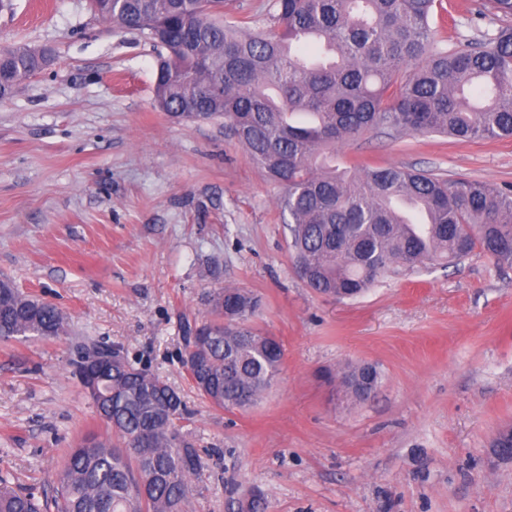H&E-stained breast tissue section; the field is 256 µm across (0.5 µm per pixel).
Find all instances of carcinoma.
<instances>
[{"label":"carcinoma","mask_w":512,"mask_h":512,"mask_svg":"<svg viewBox=\"0 0 512 512\" xmlns=\"http://www.w3.org/2000/svg\"><path fill=\"white\" fill-rule=\"evenodd\" d=\"M225 0H90L98 18L149 31L159 57L155 107L182 121L222 120L249 159L283 187L292 258L306 285L353 299L387 274L451 265L479 251L512 266V186L388 165L344 167L336 144L379 127L469 141L512 139V0H485L500 22L487 43L448 52L432 38L443 0H273L266 22L232 20ZM53 59L50 48L0 50V100ZM211 317L184 333V366L202 398L226 411L253 406L280 374L281 342L253 325L261 299L217 288ZM67 321L54 304L0 279V340L52 338ZM112 365L91 397L117 442L67 452L55 512H184L205 463L182 433L179 394L121 346H83ZM380 374L351 366L341 386L370 400ZM259 491L239 512H267ZM0 512H40L34 496L0 487Z\"/></svg>","instance_id":"cac0c4a2"}]
</instances>
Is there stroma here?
I'll list each match as a JSON object with an SVG mask.
<instances>
[{"label":"stroma","instance_id":"obj_1","mask_svg":"<svg viewBox=\"0 0 512 512\" xmlns=\"http://www.w3.org/2000/svg\"><path fill=\"white\" fill-rule=\"evenodd\" d=\"M476 0H450L454 52L495 35ZM50 47L46 70L0 102V276L55 304L65 336L0 341V476L52 496L68 449L111 429L73 375L82 345H121L181 396L207 462L184 512H512V267L473 253L379 279L348 300L298 277L280 198L216 121L158 111L161 50L101 21L89 0H0V48ZM348 165H400L512 184V140L458 142L377 128L337 145ZM259 295L256 327L284 346L281 375L247 411L212 407L181 359L182 327L216 288ZM376 364L374 399L344 396ZM380 374L371 363L363 362L351 366L342 373L341 386L346 394L358 402L369 401L375 394Z\"/></svg>","mask_w":512,"mask_h":512}]
</instances>
